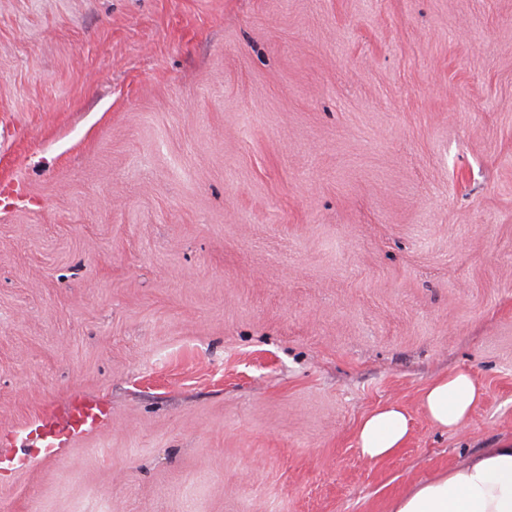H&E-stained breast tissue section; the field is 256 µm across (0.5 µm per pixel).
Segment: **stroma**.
<instances>
[{
    "label": "stroma",
    "instance_id": "stroma-1",
    "mask_svg": "<svg viewBox=\"0 0 512 512\" xmlns=\"http://www.w3.org/2000/svg\"><path fill=\"white\" fill-rule=\"evenodd\" d=\"M73 396L0 512H391L512 437V0H0V459ZM482 393L470 372L458 370L430 383L424 391L422 406L435 427L454 430L466 421L481 401ZM108 420L107 409L99 403L81 397L72 398L68 412L62 420H46L33 430L35 439L40 442L43 460L53 459L56 448H60L74 436L96 430ZM410 433V416L398 403L385 404L362 419L357 440L362 455L378 460L402 448Z\"/></svg>",
    "mask_w": 512,
    "mask_h": 512
}]
</instances>
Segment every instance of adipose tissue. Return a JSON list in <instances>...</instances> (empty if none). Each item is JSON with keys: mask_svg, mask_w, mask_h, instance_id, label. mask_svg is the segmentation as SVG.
I'll list each match as a JSON object with an SVG mask.
<instances>
[{"mask_svg": "<svg viewBox=\"0 0 512 512\" xmlns=\"http://www.w3.org/2000/svg\"><path fill=\"white\" fill-rule=\"evenodd\" d=\"M482 397L470 372L458 370L430 383L422 406L435 427L448 431L460 427ZM409 433L405 408L388 403L362 419L357 440L365 458L378 460L403 447ZM392 512H512V439L413 486Z\"/></svg>", "mask_w": 512, "mask_h": 512, "instance_id": "ef3b65f1", "label": "adipose tissue"}]
</instances>
